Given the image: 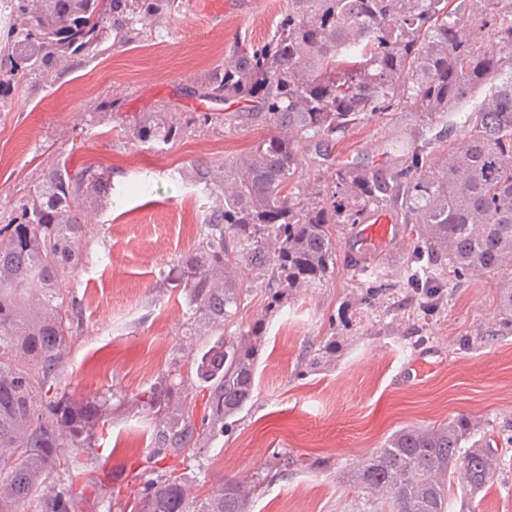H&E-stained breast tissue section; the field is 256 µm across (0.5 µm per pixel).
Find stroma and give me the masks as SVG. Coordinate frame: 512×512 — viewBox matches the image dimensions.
<instances>
[{"instance_id": "stroma-1", "label": "stroma", "mask_w": 512, "mask_h": 512, "mask_svg": "<svg viewBox=\"0 0 512 512\" xmlns=\"http://www.w3.org/2000/svg\"><path fill=\"white\" fill-rule=\"evenodd\" d=\"M287 11L288 0H252L221 13L211 0H183L142 39L70 67L54 84L32 83L0 108V212L17 208L52 163L112 173L113 203L94 216L87 268L72 281L83 330L64 383L67 393L103 397L112 408L81 461L107 459L113 495L127 494L130 465L149 464L156 446V421L134 406L135 396L190 351L185 301L160 285L161 270L196 244L208 206L189 176L199 163L246 154L266 134L260 126L228 133L211 124L167 145H133L125 130L165 101L195 111L191 80L227 61L238 41H267ZM411 128L409 114L389 109L329 152L339 162L382 168L400 155ZM413 247L407 233L401 246L380 249L378 268L398 289L375 308L352 267L359 245L351 231L340 236L328 282L278 307L262 288L247 298L241 329L265 321L253 399L192 467L189 499L288 454L312 468L283 472L250 502V512H362L347 481L351 469L402 427L465 414L493 435L501 469L475 497L455 491L448 512H512V335L492 333L501 280L439 272L443 305L418 338L417 305L401 286ZM331 337L335 354L308 370L314 350ZM415 359L427 363L419 378L406 371Z\"/></svg>"}]
</instances>
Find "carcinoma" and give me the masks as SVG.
Here are the masks:
<instances>
[{"label":"carcinoma","instance_id":"1","mask_svg":"<svg viewBox=\"0 0 512 512\" xmlns=\"http://www.w3.org/2000/svg\"><path fill=\"white\" fill-rule=\"evenodd\" d=\"M11 2L0 26L3 106L30 80L52 84L105 44L133 42L152 20L179 9L175 0ZM473 17L493 32L491 43L471 38ZM192 93L241 107L196 113L163 104L126 139L167 145L213 119L229 131L257 123L269 133L248 154L193 171L211 206L197 243L160 272V285L179 291L207 331L194 333L187 366L137 397L159 422L158 451L131 476L133 496L124 502L95 505L76 490L82 431L107 409L62 389L83 328L71 278L84 267L88 213L112 203L111 173L53 164L0 226V512H248L266 477L227 479L193 503L188 473L161 461L173 456L192 467L252 401L262 322L227 333L246 296L263 286L292 294L326 282L336 272L335 233L376 209L411 225L416 268L405 285L425 318L442 304L438 270L464 278L512 268V0H288L265 43H237L230 62L199 78ZM481 93L464 121H454ZM393 106L415 117L413 140L396 164L339 167L331 184L295 192L304 156L281 131L318 151ZM456 131L463 145L444 148ZM373 266L371 251L355 262L372 291L395 288L372 276ZM497 331L512 335V278L501 285ZM498 468L490 442L462 414L399 429L348 481L373 512H448L454 485L473 496Z\"/></svg>","mask_w":512,"mask_h":512}]
</instances>
